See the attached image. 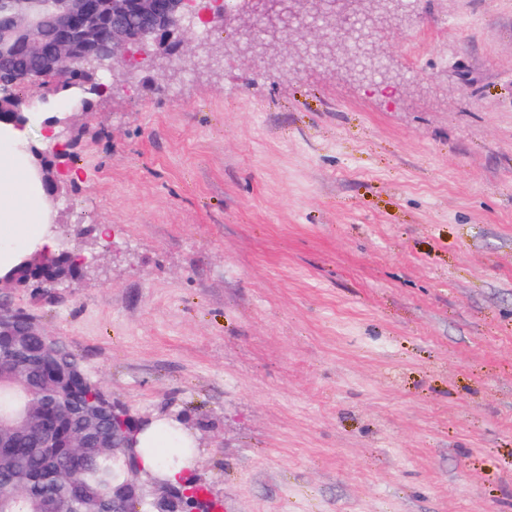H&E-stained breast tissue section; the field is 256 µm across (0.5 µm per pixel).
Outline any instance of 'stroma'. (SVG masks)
Instances as JSON below:
<instances>
[{
  "instance_id": "obj_1",
  "label": "stroma",
  "mask_w": 512,
  "mask_h": 512,
  "mask_svg": "<svg viewBox=\"0 0 512 512\" xmlns=\"http://www.w3.org/2000/svg\"><path fill=\"white\" fill-rule=\"evenodd\" d=\"M412 4L388 83L320 32L225 66L216 23L36 107L95 259L13 306L191 429L222 512H512V0Z\"/></svg>"
}]
</instances>
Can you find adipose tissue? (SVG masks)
<instances>
[{"label": "adipose tissue", "instance_id": "adipose-tissue-1", "mask_svg": "<svg viewBox=\"0 0 512 512\" xmlns=\"http://www.w3.org/2000/svg\"><path fill=\"white\" fill-rule=\"evenodd\" d=\"M28 126H0V275L31 252L58 247L44 208V193L22 150Z\"/></svg>", "mask_w": 512, "mask_h": 512}]
</instances>
